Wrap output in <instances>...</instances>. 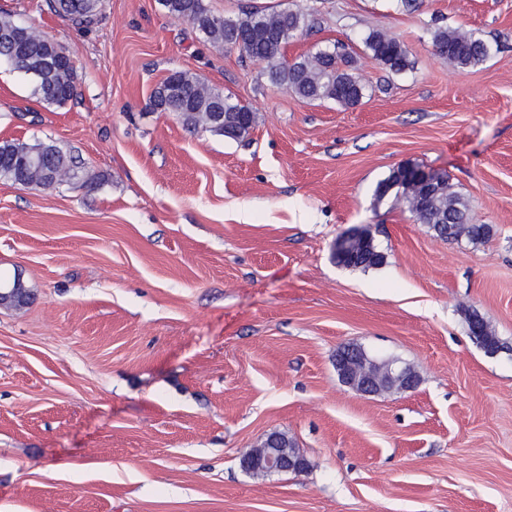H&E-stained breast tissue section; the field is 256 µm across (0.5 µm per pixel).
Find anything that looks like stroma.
Segmentation results:
<instances>
[{"mask_svg": "<svg viewBox=\"0 0 512 512\" xmlns=\"http://www.w3.org/2000/svg\"><path fill=\"white\" fill-rule=\"evenodd\" d=\"M207 2L314 7L291 58L379 28L413 66L360 57L359 105L307 102L158 0H103L90 32L48 0H0L67 48L77 87L37 102L0 59V141L54 142L99 177L0 180V274L36 295L0 305V512H512V356H487L465 317L512 345V0ZM434 25L474 32L489 59L449 65ZM175 70L250 107L249 135L154 111ZM407 162L447 174L490 237L442 240L375 202ZM362 228L382 265H336ZM349 343L419 386H346ZM274 432L306 468L246 473L242 453Z\"/></svg>", "mask_w": 512, "mask_h": 512, "instance_id": "stroma-1", "label": "stroma"}]
</instances>
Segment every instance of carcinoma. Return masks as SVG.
Returning <instances> with one entry per match:
<instances>
[{
    "mask_svg": "<svg viewBox=\"0 0 512 512\" xmlns=\"http://www.w3.org/2000/svg\"><path fill=\"white\" fill-rule=\"evenodd\" d=\"M168 14H177L188 20L193 28L215 43L234 47L245 58L264 65L270 85L292 92L306 101H334L342 106H355L364 98L366 87L358 74L359 53L345 42L319 49L317 65L300 55L286 58L288 44L299 39L312 28L311 8H243L235 15L218 16L206 0H159ZM51 10L68 18L83 31L92 30L99 21L101 0H49ZM431 43L438 56L461 69L483 64L490 55L488 45L474 33L463 28L448 29L436 26L430 30ZM362 54L373 59L392 73H400L410 66L409 51L399 40L373 28L362 40ZM58 43L42 33L28 28L20 30L11 15L0 14V58L7 60L15 70L33 78L34 95L49 105H64L76 92L75 70L55 61ZM152 106L159 112H176L188 131L199 128L215 135L241 139L254 125L250 108L206 85L186 71L174 72L154 91ZM224 113V122L214 120ZM52 167L55 176L46 175ZM407 166L392 169L378 182L374 196L377 201L392 197L404 201L422 224H426L443 240H457L463 236L479 241L490 235L487 224H475L470 208L462 198L449 192L448 178L434 174L433 189L405 176ZM84 166L80 157L61 149L52 142L35 143L5 140L0 143V179L23 187L51 190L67 180L84 179V184L97 182V176L83 178ZM336 264L346 268L368 269L383 263L370 233L356 242L333 252ZM3 287L13 292V299L28 302L34 298L24 282L14 278L3 280ZM479 325V332L470 333L480 348L490 350L503 346L489 325L482 319L468 318V329Z\"/></svg>",
    "mask_w": 512,
    "mask_h": 512,
    "instance_id": "obj_1",
    "label": "carcinoma"
}]
</instances>
